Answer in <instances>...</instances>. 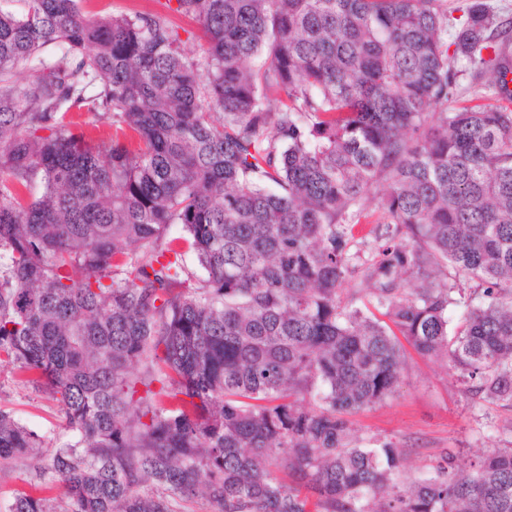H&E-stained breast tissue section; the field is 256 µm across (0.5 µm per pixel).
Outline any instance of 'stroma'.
<instances>
[{
	"instance_id": "stroma-1",
	"label": "stroma",
	"mask_w": 512,
	"mask_h": 512,
	"mask_svg": "<svg viewBox=\"0 0 512 512\" xmlns=\"http://www.w3.org/2000/svg\"><path fill=\"white\" fill-rule=\"evenodd\" d=\"M174 0H83L84 11L105 15L152 12L164 15L184 38L188 54L199 50L201 30L191 17L175 10ZM0 410L44 435L46 445L57 448L70 439L62 414L48 395L35 391L11 366L0 365ZM508 411L472 400L450 367L441 360L406 349L402 384L384 403L350 416L351 437L360 443L375 437L403 448L402 477L424 476L441 455L477 460L498 443L491 421L511 416ZM37 458L29 457L0 468V512L14 496L28 491L36 480Z\"/></svg>"
}]
</instances>
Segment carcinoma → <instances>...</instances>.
<instances>
[{
  "label": "carcinoma",
  "mask_w": 512,
  "mask_h": 512,
  "mask_svg": "<svg viewBox=\"0 0 512 512\" xmlns=\"http://www.w3.org/2000/svg\"><path fill=\"white\" fill-rule=\"evenodd\" d=\"M22 2L0 8V364L73 440L44 452L0 411V465L38 452L66 496L7 512H512V421L406 483L347 419L398 392L400 335L512 412V39L487 0H176L193 57L155 13ZM466 73L501 105L448 107Z\"/></svg>",
  "instance_id": "1"
}]
</instances>
